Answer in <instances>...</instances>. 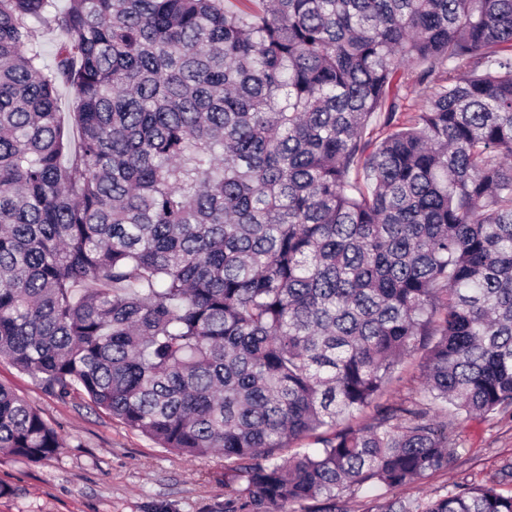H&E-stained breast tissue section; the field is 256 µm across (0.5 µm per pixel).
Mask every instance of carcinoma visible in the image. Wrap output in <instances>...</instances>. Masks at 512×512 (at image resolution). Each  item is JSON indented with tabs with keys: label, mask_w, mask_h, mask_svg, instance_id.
Wrapping results in <instances>:
<instances>
[{
	"label": "carcinoma",
	"mask_w": 512,
	"mask_h": 512,
	"mask_svg": "<svg viewBox=\"0 0 512 512\" xmlns=\"http://www.w3.org/2000/svg\"><path fill=\"white\" fill-rule=\"evenodd\" d=\"M0 357L222 452L225 512L447 469L456 420L512 408V0H0ZM61 447L0 385V453ZM425 351L419 349L401 363L391 383L387 386L382 402H400L409 397L420 383L421 365Z\"/></svg>",
	"instance_id": "obj_1"
}]
</instances>
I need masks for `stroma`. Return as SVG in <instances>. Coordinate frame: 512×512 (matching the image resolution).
<instances>
[{
  "label": "stroma",
  "mask_w": 512,
  "mask_h": 512,
  "mask_svg": "<svg viewBox=\"0 0 512 512\" xmlns=\"http://www.w3.org/2000/svg\"><path fill=\"white\" fill-rule=\"evenodd\" d=\"M0 384L40 410L65 445L48 463L0 454V512H224V458L188 460L113 419L86 400L47 394L40 383L0 358ZM459 443L446 471L397 489L400 497L445 494L454 484L499 483L512 463V411L458 422Z\"/></svg>",
  "instance_id": "1"
}]
</instances>
